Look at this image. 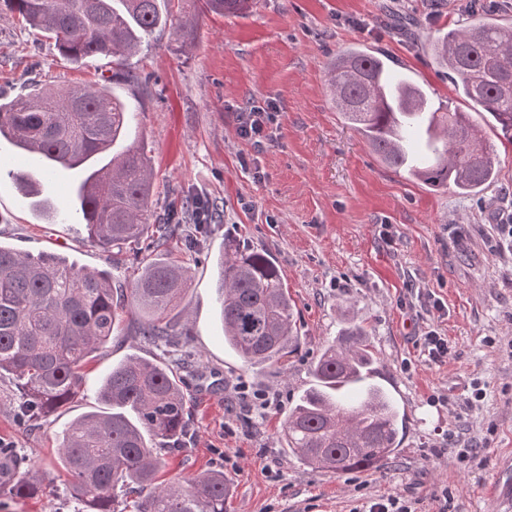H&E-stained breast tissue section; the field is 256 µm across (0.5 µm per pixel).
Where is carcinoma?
Listing matches in <instances>:
<instances>
[{
    "instance_id": "cac0c4a2",
    "label": "carcinoma",
    "mask_w": 512,
    "mask_h": 512,
    "mask_svg": "<svg viewBox=\"0 0 512 512\" xmlns=\"http://www.w3.org/2000/svg\"><path fill=\"white\" fill-rule=\"evenodd\" d=\"M172 0H0L55 41L69 59L110 58L122 65L144 39L166 26L161 3ZM207 12L245 13L253 0H197ZM186 48L196 40L186 22L173 31ZM455 91L479 105L492 127L512 142V26L482 9L464 28H450L431 43ZM336 110L383 162L433 187L452 184L479 194L497 179L499 161L470 115L432 108L424 88L391 71L386 57L348 47L328 65ZM130 110L106 86L34 87L0 102V137L11 140L32 164L57 169L93 166L120 141ZM424 140L434 155L427 165L412 147ZM153 192L149 160L129 146L93 170L77 191L76 211L89 242L104 251L140 253L146 240L190 248L178 224H149ZM188 268L160 253L143 258L126 293L116 294L104 271L79 266L54 253L23 254L0 244V376H12L20 393V421L36 423L84 395L83 368L107 348L120 310L136 315V333L158 345L178 335L176 308ZM224 345L251 368L283 366L301 337L294 304L279 269L266 253L224 241L215 281ZM374 356L365 328L348 320L313 363V384L288 405L284 442L288 454L313 469L336 473L378 471L393 454L398 413L375 385L347 407L341 392L371 375ZM181 377L170 365L130 356L112 366L98 391L107 411L87 413L59 436V462L71 477L78 512H224L231 485L221 471L159 486L161 451L186 435L188 410ZM26 459L0 448V494L33 497L34 469L14 474Z\"/></svg>"
}]
</instances>
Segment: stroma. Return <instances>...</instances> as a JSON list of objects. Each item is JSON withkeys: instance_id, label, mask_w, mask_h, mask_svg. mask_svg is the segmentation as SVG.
Wrapping results in <instances>:
<instances>
[{"instance_id": "1", "label": "stroma", "mask_w": 512, "mask_h": 512, "mask_svg": "<svg viewBox=\"0 0 512 512\" xmlns=\"http://www.w3.org/2000/svg\"><path fill=\"white\" fill-rule=\"evenodd\" d=\"M471 0H255L246 15L196 11L194 44L178 50L171 10L164 32L126 61L137 83L113 79L111 60L81 63L52 41L0 11V99L38 86H87L112 79L132 113L126 144L143 147L153 172L149 221L180 224L198 238L183 252L190 285L182 302L188 340L152 346L123 315L109 347L87 367L83 399L35 427L15 416L18 393L0 380V441L18 448L38 471L40 492L0 495V512H77L60 471L57 438L96 409L94 389L132 354L182 360L190 430L166 454L162 482L219 470L232 492L226 512H367L399 496L413 512H493L482 494L498 463L512 460V255L499 253L497 225L512 224V145L488 129L499 172L479 195L430 188L381 163L344 123L330 97L327 67L346 47L387 54L421 84L434 106L485 118L463 101L429 47L438 31L465 27ZM413 18L417 40L387 21ZM273 104L270 138L255 147L237 134L240 113ZM29 159L0 138V244L25 253H56L107 271L117 290L141 266L92 247L84 225L45 217L19 191L11 171ZM202 198L210 221L193 224L188 203ZM269 254L295 303L302 338L285 367L255 371L225 349L214 290L225 236ZM444 306L440 318L432 301ZM366 328L376 356L373 383L392 390L402 429L382 472L330 473L288 455L284 410L246 411L238 384L280 393L291 402L310 366L332 344L343 316ZM447 336L445 362L428 363L419 339L428 327ZM486 392L472 402L474 384ZM479 446L475 461L460 450Z\"/></svg>"}]
</instances>
